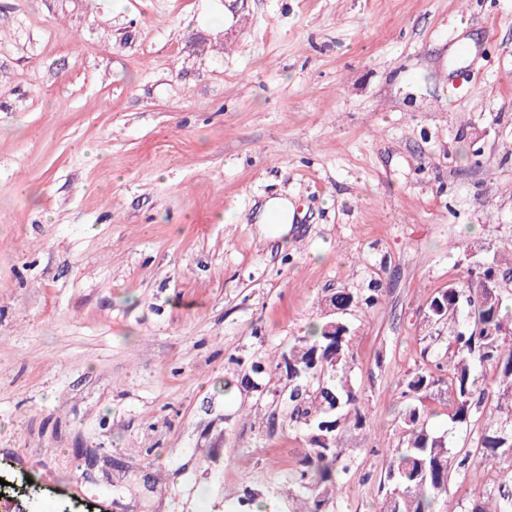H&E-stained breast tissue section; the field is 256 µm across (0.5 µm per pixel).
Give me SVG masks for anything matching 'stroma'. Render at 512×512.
<instances>
[{"label": "stroma", "mask_w": 512, "mask_h": 512, "mask_svg": "<svg viewBox=\"0 0 512 512\" xmlns=\"http://www.w3.org/2000/svg\"><path fill=\"white\" fill-rule=\"evenodd\" d=\"M288 224H263L270 199ZM512 250V0H0V478L28 512H304L339 291L375 512L433 296ZM504 465L452 481L460 512Z\"/></svg>", "instance_id": "1"}]
</instances>
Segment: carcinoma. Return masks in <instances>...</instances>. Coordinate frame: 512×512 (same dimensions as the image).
<instances>
[{"label":"carcinoma","instance_id":"cac0c4a2","mask_svg":"<svg viewBox=\"0 0 512 512\" xmlns=\"http://www.w3.org/2000/svg\"><path fill=\"white\" fill-rule=\"evenodd\" d=\"M512 273V254L493 256L470 269L461 285H448V305L439 306L438 295L431 299L425 318L428 322L454 321L464 325L450 330L448 345L434 363L421 369L407 383L402 396L419 401L436 383H444L448 394V423L455 428L471 427L488 412L506 415L495 428H484L469 448L448 447L447 436L428 425L430 412L409 405L403 413L404 440L392 450L389 468L380 482L379 512H456V505L445 494L452 478L463 480L476 470L474 460L498 459L509 454L512 444V326L501 316V295L487 298L482 284L492 277ZM348 328L336 321V335L328 324L315 325L309 336L288 345L282 359L291 369L293 382L288 400L290 419L313 429V448L303 460L302 486L311 492L307 512H325L336 465L335 443L342 420L363 414L358 396L348 380L353 356ZM492 367L499 374L496 387L486 382L482 369ZM467 512H512V469L503 473L496 505L484 506L479 500Z\"/></svg>","mask_w":512,"mask_h":512}]
</instances>
